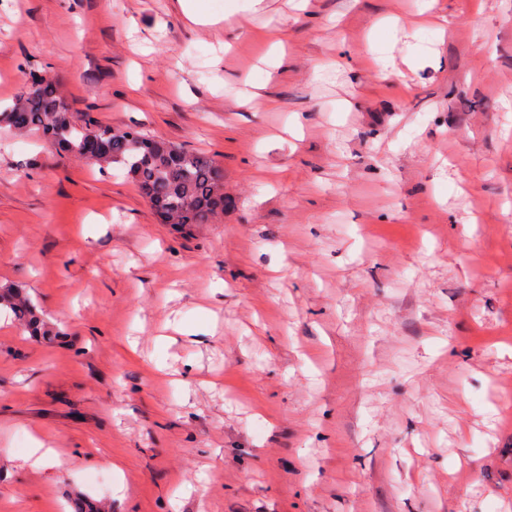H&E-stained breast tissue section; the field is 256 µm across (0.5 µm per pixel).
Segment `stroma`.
I'll list each match as a JSON object with an SVG mask.
<instances>
[{"mask_svg":"<svg viewBox=\"0 0 512 512\" xmlns=\"http://www.w3.org/2000/svg\"><path fill=\"white\" fill-rule=\"evenodd\" d=\"M211 6L0 0V109L45 75L232 200L166 224L0 127V289L55 331L0 311V512H512V0ZM202 0H176L182 15L194 25H217L224 20V15L206 10Z\"/></svg>","mask_w":512,"mask_h":512,"instance_id":"1","label":"stroma"}]
</instances>
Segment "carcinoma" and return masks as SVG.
<instances>
[{"instance_id": "obj_1", "label": "carcinoma", "mask_w": 512, "mask_h": 512, "mask_svg": "<svg viewBox=\"0 0 512 512\" xmlns=\"http://www.w3.org/2000/svg\"><path fill=\"white\" fill-rule=\"evenodd\" d=\"M1 125L19 134L47 135L56 149L79 160L89 139L101 140L104 147L93 164L125 170L160 217L172 224H209L225 209L224 174L212 157L154 139L135 126L114 129L88 113L78 114L55 82L36 73L29 74L27 87L0 112ZM0 306L38 331L33 308L20 289H4Z\"/></svg>"}]
</instances>
